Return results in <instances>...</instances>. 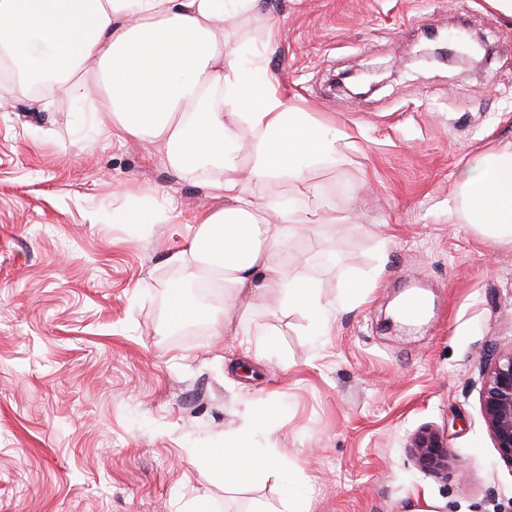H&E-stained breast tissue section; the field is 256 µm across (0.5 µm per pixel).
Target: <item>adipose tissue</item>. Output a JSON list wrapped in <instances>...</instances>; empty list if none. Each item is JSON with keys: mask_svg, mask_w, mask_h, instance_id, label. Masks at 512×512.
I'll return each mask as SVG.
<instances>
[{"mask_svg": "<svg viewBox=\"0 0 512 512\" xmlns=\"http://www.w3.org/2000/svg\"><path fill=\"white\" fill-rule=\"evenodd\" d=\"M260 0H0V61L49 74L67 97L112 115L109 134L148 140L166 165L204 177L222 209L195 215L170 263L213 278L246 313L278 295L280 312L306 315L315 334L336 318L316 282L289 276L290 247L318 246L336 224L329 204L259 200L258 188L305 182L339 153L318 113L287 102L261 53L229 49L224 27ZM454 211L493 239L512 242V142L480 154L461 177ZM275 449L244 426L217 467L225 483L252 482Z\"/></svg>", "mask_w": 512, "mask_h": 512, "instance_id": "1", "label": "adipose tissue"}]
</instances>
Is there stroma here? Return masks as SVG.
Returning <instances> with one entry per match:
<instances>
[{
  "instance_id": "1",
  "label": "stroma",
  "mask_w": 512,
  "mask_h": 512,
  "mask_svg": "<svg viewBox=\"0 0 512 512\" xmlns=\"http://www.w3.org/2000/svg\"><path fill=\"white\" fill-rule=\"evenodd\" d=\"M458 26L486 42L481 66L411 62ZM224 34L349 134L308 182L260 193L320 198L341 219L290 275L329 302L377 276L328 335L264 308L214 335L223 291L197 295L167 262L183 225L151 218L223 200L156 146L104 137L64 94L0 84V512H280L274 470L232 487L209 465L270 403L254 445L283 449L308 512H512L479 401L488 354L512 348V243L448 209L466 162L512 141V18L486 0H262ZM366 68L387 78L364 96L330 83ZM414 286L433 298L425 328L385 331ZM423 426L465 475L417 468L407 445Z\"/></svg>"
}]
</instances>
